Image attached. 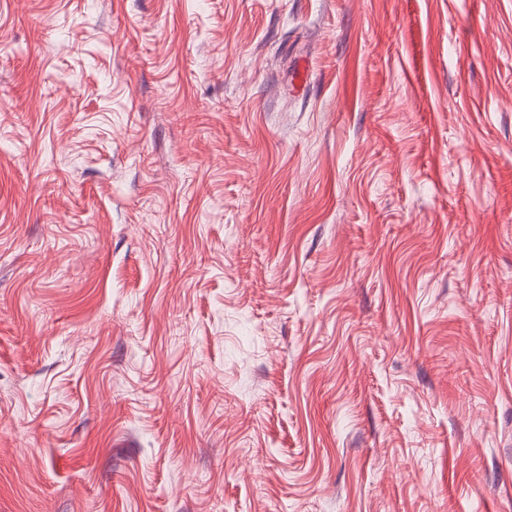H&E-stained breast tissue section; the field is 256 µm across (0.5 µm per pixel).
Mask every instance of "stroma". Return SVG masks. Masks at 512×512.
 <instances>
[{"instance_id":"35a3bbf8","label":"stroma","mask_w":512,"mask_h":512,"mask_svg":"<svg viewBox=\"0 0 512 512\" xmlns=\"http://www.w3.org/2000/svg\"><path fill=\"white\" fill-rule=\"evenodd\" d=\"M0 512H512V0H0Z\"/></svg>"}]
</instances>
